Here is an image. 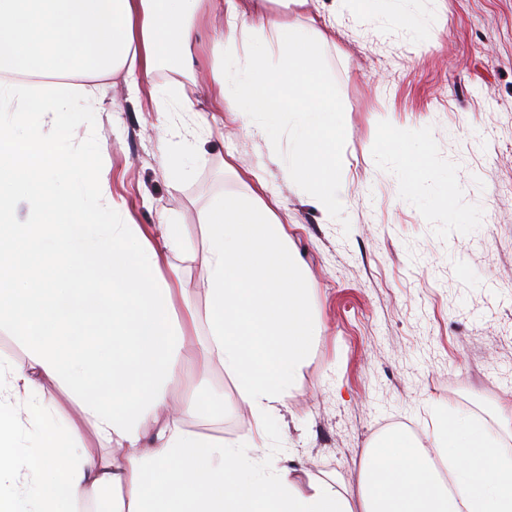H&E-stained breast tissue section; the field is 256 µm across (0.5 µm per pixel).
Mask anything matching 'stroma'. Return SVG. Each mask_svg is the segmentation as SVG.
I'll return each instance as SVG.
<instances>
[{
    "mask_svg": "<svg viewBox=\"0 0 512 512\" xmlns=\"http://www.w3.org/2000/svg\"><path fill=\"white\" fill-rule=\"evenodd\" d=\"M417 34L352 0H310L332 27L325 65L345 131L347 204L325 215L288 173V123L250 134L209 106L210 70L161 64L139 91L122 74L92 79L95 103L55 153L91 154L138 224H179L173 263L187 303L205 315L203 214L262 176L279 203L314 290L320 340L265 439L260 463L294 459L312 476L355 492L378 423L401 419L428 435L438 413H462L499 436L512 456V0H402ZM193 111H183V97ZM207 125H199L197 113ZM404 145L387 144L389 133ZM429 145L413 200L398 177L413 140ZM206 322L187 337L177 400L204 407L186 429L239 447L256 437L232 378L214 366L197 381Z\"/></svg>",
    "mask_w": 512,
    "mask_h": 512,
    "instance_id": "obj_1",
    "label": "stroma"
}]
</instances>
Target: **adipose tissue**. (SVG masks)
<instances>
[{"instance_id": "1", "label": "adipose tissue", "mask_w": 512, "mask_h": 512, "mask_svg": "<svg viewBox=\"0 0 512 512\" xmlns=\"http://www.w3.org/2000/svg\"><path fill=\"white\" fill-rule=\"evenodd\" d=\"M308 0H0V103L25 118L0 120V327L22 360L0 358V512H79L107 500L108 512H512V460L497 435L469 416L439 414L426 439L393 429L361 459L357 493L302 479L298 468L269 473L255 457L185 431L199 403L172 407L192 307L164 268L182 251L179 225L114 224L124 210L91 155L47 151L43 125L66 133L80 121L75 101L90 90L77 73L126 69L151 75L164 61L210 66L214 111L247 114L256 129L287 121L288 168L322 210L347 199L340 104L324 66L329 33L289 23ZM224 18L210 45L195 46V23ZM275 37L279 66L265 47L238 56L247 22ZM99 185L100 207L73 190ZM257 183L205 215L207 338L200 370L223 366L237 400L256 420L288 406L320 332L310 280ZM60 385L78 420L50 426L36 389ZM88 426L92 444L75 442ZM41 430L39 453L19 437ZM46 479L29 495L28 476Z\"/></svg>"}]
</instances>
